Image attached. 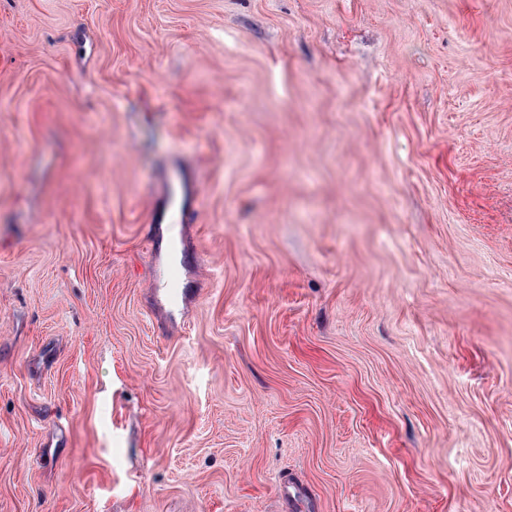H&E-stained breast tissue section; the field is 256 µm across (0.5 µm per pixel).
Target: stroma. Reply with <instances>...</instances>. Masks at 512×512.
Instances as JSON below:
<instances>
[{
    "label": "stroma",
    "mask_w": 512,
    "mask_h": 512,
    "mask_svg": "<svg viewBox=\"0 0 512 512\" xmlns=\"http://www.w3.org/2000/svg\"><path fill=\"white\" fill-rule=\"evenodd\" d=\"M0 512H512V0H0ZM160 194L165 198V204L158 214L161 224H182L192 201V192L187 194L181 181L166 180Z\"/></svg>",
    "instance_id": "35a3bbf8"
}]
</instances>
